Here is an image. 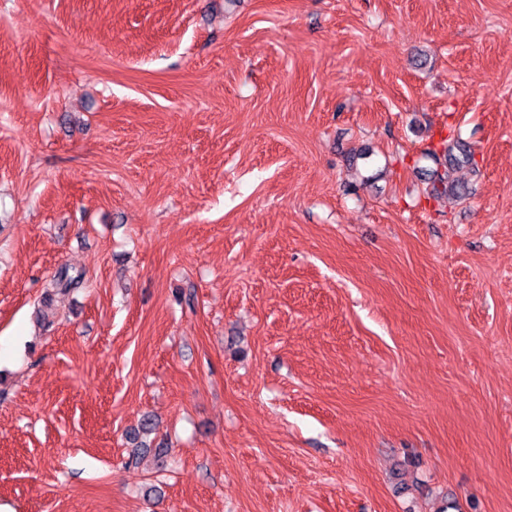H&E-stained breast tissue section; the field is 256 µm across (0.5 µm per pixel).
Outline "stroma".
I'll list each match as a JSON object with an SVG mask.
<instances>
[{"label":"stroma","mask_w":512,"mask_h":512,"mask_svg":"<svg viewBox=\"0 0 512 512\" xmlns=\"http://www.w3.org/2000/svg\"><path fill=\"white\" fill-rule=\"evenodd\" d=\"M0 506L512 512V0H0ZM441 144L443 145L445 165L443 172L436 170L430 178V187L426 193L431 196L447 193L448 189H454L456 187L453 179L454 173L475 165L473 153L464 143L448 135Z\"/></svg>","instance_id":"1"}]
</instances>
